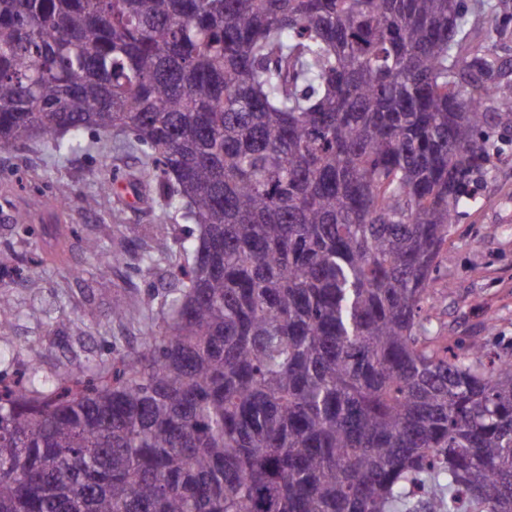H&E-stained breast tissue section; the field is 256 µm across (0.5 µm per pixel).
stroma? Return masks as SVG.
<instances>
[{
	"label": "stroma",
	"instance_id": "1",
	"mask_svg": "<svg viewBox=\"0 0 512 512\" xmlns=\"http://www.w3.org/2000/svg\"><path fill=\"white\" fill-rule=\"evenodd\" d=\"M488 2L489 9L470 18L472 36L511 65L512 9L504 0ZM83 143V150L61 159L41 143L0 153V291L9 298L0 317L11 325L0 335L2 370L34 362L49 371L116 345L139 347L173 263L157 251L152 229L165 224L179 238L190 230L180 214L138 202L127 191L145 156L125 136L87 131ZM503 149L468 215L454 224L433 284L432 330L451 342L512 344V144ZM105 181L111 185L106 194ZM90 197L99 201L91 210L85 206ZM20 212L34 233L15 224ZM89 239L124 252L125 262L100 276L85 249ZM120 297L126 311L116 318L112 306Z\"/></svg>",
	"mask_w": 512,
	"mask_h": 512
}]
</instances>
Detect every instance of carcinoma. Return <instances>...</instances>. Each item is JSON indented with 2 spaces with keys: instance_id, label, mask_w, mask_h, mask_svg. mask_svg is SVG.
Masks as SVG:
<instances>
[{
  "instance_id": "cac0c4a2",
  "label": "carcinoma",
  "mask_w": 512,
  "mask_h": 512,
  "mask_svg": "<svg viewBox=\"0 0 512 512\" xmlns=\"http://www.w3.org/2000/svg\"><path fill=\"white\" fill-rule=\"evenodd\" d=\"M468 13L0 0V152L120 129L197 231L156 225L182 263L143 348L0 385V512H512V353L426 316L512 128Z\"/></svg>"
}]
</instances>
